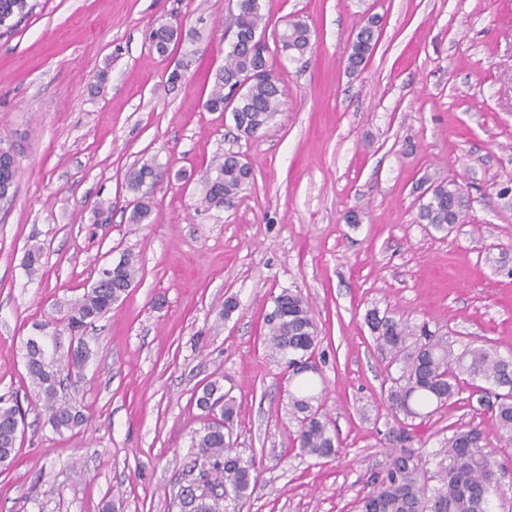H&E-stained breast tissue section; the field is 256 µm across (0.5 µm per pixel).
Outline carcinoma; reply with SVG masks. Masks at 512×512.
<instances>
[{
    "mask_svg": "<svg viewBox=\"0 0 512 512\" xmlns=\"http://www.w3.org/2000/svg\"><path fill=\"white\" fill-rule=\"evenodd\" d=\"M237 12L231 14L226 30L232 31L224 67L216 75L215 85L204 103L210 112L230 111L237 131L252 136L266 128L282 110L285 90L280 78L269 64V46L261 31L264 15L260 0H236ZM32 10L29 0H0V26ZM375 19L358 32L348 57L347 68L354 73L361 69L377 42ZM177 35V30L161 27L152 40L164 53ZM311 30L299 19L289 20L274 33L276 49L295 59L311 50ZM243 87L239 97L232 98L236 86ZM157 173L149 164L134 171L128 188L136 194L130 222L141 224L151 214L150 193L143 190L144 179ZM17 162L8 152L0 151V190L17 191ZM253 179L251 167L233 152L212 162L205 173L204 202L220 208ZM463 193L455 184L439 183L430 188L420 203L418 218L437 229L456 223ZM43 248L31 246L25 266L29 273L42 266ZM117 275L107 272L106 279H97L70 306L64 319L46 322L42 328L52 329L50 342L27 350L26 370L42 403L48 422L58 433L81 427V411L59 398L58 390L65 380L78 381L90 357L83 334L88 325L108 315L125 289L134 284L139 267L129 258L117 263ZM277 312L265 316L266 344L271 353L285 360L292 375L295 365L314 358L319 343L317 324L308 303L298 292L282 290L273 297ZM366 322L375 334L378 346L390 355V364L397 375L389 376L385 399L392 413L406 419L424 418L446 409L469 382L482 380L495 387L476 385L478 404L488 414L489 425H461L452 430L441 447L447 449L448 463H439L436 485L425 482L428 460L413 447L415 436L407 425L396 431L398 447L393 449L386 470L372 479V490L358 501V512H495L491 495L497 491L495 461L489 459V433L500 441L512 444V356L504 357L483 345L467 347L458 355L448 351V340L431 331L427 324L412 326L392 317L379 316L374 309L366 313ZM68 333L76 341L74 352L58 350L57 337ZM318 397L310 393L308 382L302 381L289 394L291 414L297 422L293 443L304 455L317 459L336 454L335 435L320 406ZM197 407L207 413L216 409L221 423H207L194 442L197 456L192 469L197 471L193 485L200 489L181 499V512H225L224 504L244 505L248 490L258 477L255 459L244 458L224 443V430L233 426L237 405L224 391L221 380L207 382L196 399ZM22 413L16 405L0 398V464H10L16 456L17 425Z\"/></svg>",
    "mask_w": 512,
    "mask_h": 512,
    "instance_id": "1",
    "label": "carcinoma"
}]
</instances>
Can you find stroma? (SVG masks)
Instances as JSON below:
<instances>
[{"label":"stroma","instance_id":"35a3bbf8","mask_svg":"<svg viewBox=\"0 0 512 512\" xmlns=\"http://www.w3.org/2000/svg\"><path fill=\"white\" fill-rule=\"evenodd\" d=\"M30 3L0 28V148L19 166L0 206V396L24 415L0 512H180L205 423L195 394L217 377L237 403L230 441L259 465L242 512H355L395 423L366 312L428 323L456 352L512 354V0H260L269 28L304 21L312 49L271 55L286 104L249 138L204 106L231 0ZM371 16L379 40L350 73ZM177 20L158 52L151 31ZM230 151L254 178L232 205L206 207L203 174ZM146 162L161 176L133 224L126 183ZM450 180L464 222L420 223L422 196ZM33 243L44 265L31 277ZM126 255L139 275L88 326L85 375L60 391L86 422L56 433L24 344ZM285 289L317 323L308 380L338 438L331 459L295 447L297 384L264 341ZM487 421L464 393L416 420L415 442L436 453L455 427Z\"/></svg>","mask_w":512,"mask_h":512}]
</instances>
